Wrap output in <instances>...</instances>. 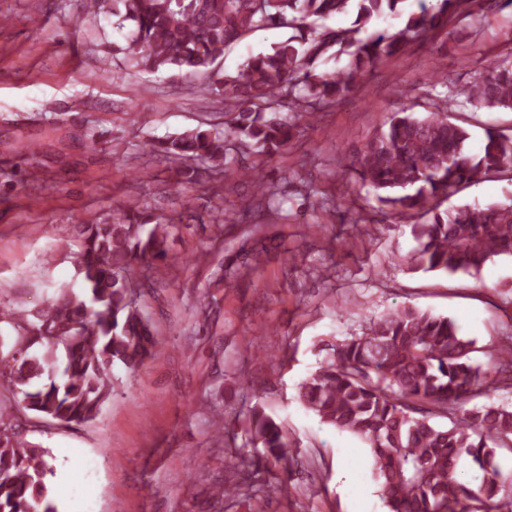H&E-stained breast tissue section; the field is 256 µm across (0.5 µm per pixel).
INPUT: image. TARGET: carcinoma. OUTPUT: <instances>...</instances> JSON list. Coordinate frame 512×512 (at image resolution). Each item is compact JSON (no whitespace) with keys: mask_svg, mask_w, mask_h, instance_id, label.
Here are the masks:
<instances>
[{"mask_svg":"<svg viewBox=\"0 0 512 512\" xmlns=\"http://www.w3.org/2000/svg\"><path fill=\"white\" fill-rule=\"evenodd\" d=\"M403 0H95L135 26L125 48L144 71L204 75L206 90L224 107L230 136L197 127L148 145L189 182L224 175L253 183L259 203L245 199L225 219L268 208L272 187L257 179L282 153L299 122L311 123L359 88L373 68L437 31L452 32L475 0H419L394 29L365 39L374 19L398 15ZM352 11L348 28L318 29L315 21ZM288 28L271 50L249 57L234 74L219 64L225 49L257 28ZM347 54L338 71L316 69L330 52ZM444 93L427 92L422 111L407 107L355 153L350 170L374 191L366 222L390 215L413 221L417 248L411 269L477 276L489 263L512 258V203L441 209L452 193L490 174L512 173V134L490 128L478 154L466 149L469 131L452 115L457 98L476 109L512 111V62L457 86L440 72ZM175 226L170 217L149 224L131 210L119 222L78 224L73 264L80 291L62 287L42 306L16 307L0 299V512H58L49 477V451L19 438L14 400L42 422L65 426L96 419L112 398V365L136 370L159 352L156 331L133 292L152 286L148 274ZM475 341L455 323L413 306L369 322L362 334L332 346L331 358L304 380L298 400L320 423L369 445L372 473L389 512H512V473L497 462L512 450V406L490 403L485 371L472 362ZM493 368L512 381V336L500 344ZM263 452L253 471L278 465L290 474L293 458L283 427L259 408L247 418ZM466 459L475 482L456 477Z\"/></svg>","mask_w":512,"mask_h":512,"instance_id":"1","label":"carcinoma"}]
</instances>
